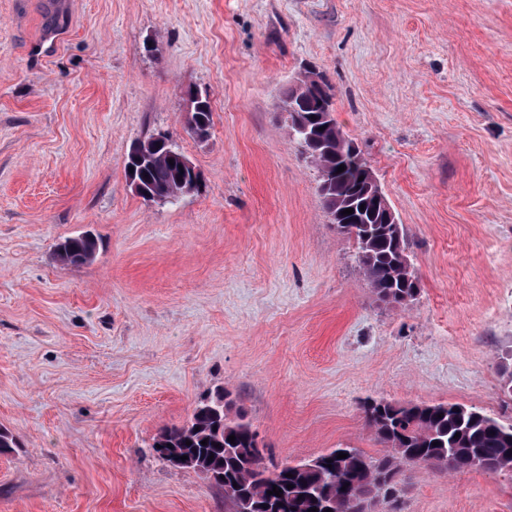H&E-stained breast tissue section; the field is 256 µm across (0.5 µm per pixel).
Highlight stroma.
<instances>
[{
    "mask_svg": "<svg viewBox=\"0 0 512 512\" xmlns=\"http://www.w3.org/2000/svg\"><path fill=\"white\" fill-rule=\"evenodd\" d=\"M308 66L404 226L408 305L277 108ZM157 133L200 175L172 204L124 168ZM83 232L94 261L57 263ZM510 351L512 0H0V512H225L153 448L219 389L273 464L382 455L370 400L511 423ZM405 474L400 512H512V473ZM188 112H192V114L198 118L197 121L200 127L208 130L210 134L212 127V109L208 98L198 93L189 94Z\"/></svg>",
    "mask_w": 512,
    "mask_h": 512,
    "instance_id": "1",
    "label": "stroma"
}]
</instances>
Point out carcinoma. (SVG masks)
Returning <instances> with one entry per match:
<instances>
[{
  "label": "carcinoma",
  "mask_w": 512,
  "mask_h": 512,
  "mask_svg": "<svg viewBox=\"0 0 512 512\" xmlns=\"http://www.w3.org/2000/svg\"><path fill=\"white\" fill-rule=\"evenodd\" d=\"M303 94L307 104L299 118L309 124L320 143V148L309 152V159L319 172L323 206L329 215L348 206L362 210L366 222L354 240L355 261L378 300L399 304L418 291L404 228L387 222L385 213L368 203L359 181L369 167L366 158L341 150L342 132L336 119H319L318 97L308 86ZM188 111L198 118L200 127L211 129L207 97L189 94ZM154 145L151 136L139 141L146 157L136 172L137 180L157 200L176 201L193 185V169L182 164L184 154L156 150ZM341 165L345 170L340 173ZM96 251V239L81 233L57 243L55 258L63 266H80L92 262ZM365 413L374 436L386 447L382 456L336 448L324 454L332 461L330 468L303 463L270 475L255 446L256 431L242 412L231 413L229 393L218 390L200 400L188 422L161 430L155 452L169 463L186 455L189 462L175 467L216 475L214 485L224 491L228 512H308L313 507L325 512L324 502L332 512H348L353 498L371 503L390 494L396 501L402 467L410 464H434L453 472H512V423L505 424L477 408L378 402ZM231 435L233 442L228 441ZM203 440L207 444H201ZM341 452L347 457L337 458ZM288 473L292 477H286ZM275 486L282 489L279 497L269 494Z\"/></svg>",
  "instance_id": "carcinoma-1"
}]
</instances>
